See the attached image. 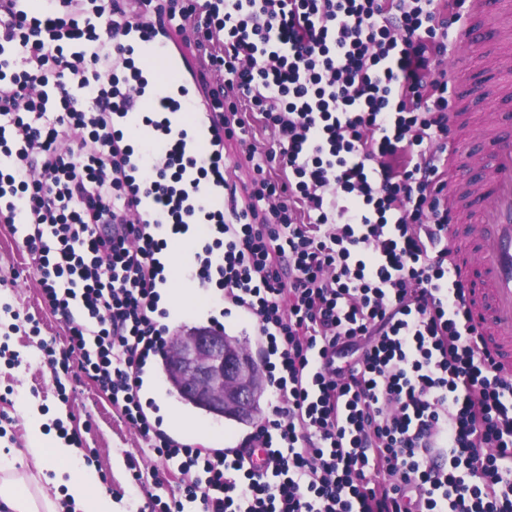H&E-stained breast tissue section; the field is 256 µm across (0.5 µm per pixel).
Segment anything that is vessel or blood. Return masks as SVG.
Segmentation results:
<instances>
[{
	"label": "vessel or blood",
	"mask_w": 512,
	"mask_h": 512,
	"mask_svg": "<svg viewBox=\"0 0 512 512\" xmlns=\"http://www.w3.org/2000/svg\"><path fill=\"white\" fill-rule=\"evenodd\" d=\"M495 11L496 101L512 98V0H467L466 40L484 35L483 18ZM494 151L481 171H466L450 183L447 246L469 286L471 323L492 357L512 375V113L495 112L479 132Z\"/></svg>",
	"instance_id": "1"
}]
</instances>
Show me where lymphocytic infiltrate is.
<instances>
[{
  "label": "lymphocytic infiltrate",
  "instance_id": "f902f5d3",
  "mask_svg": "<svg viewBox=\"0 0 512 512\" xmlns=\"http://www.w3.org/2000/svg\"><path fill=\"white\" fill-rule=\"evenodd\" d=\"M17 2L0 0V224L66 320V347L38 341L58 390L87 378L180 473L149 512H512V377L469 326L442 240V63L465 0ZM189 24L223 75L199 148L158 120L171 81L144 96L124 41ZM135 111L134 147L114 124ZM228 138L255 158L249 202L232 189L197 211L192 191L225 184ZM184 234L199 290L254 320L274 400L229 454L175 441L142 403L171 341L160 256Z\"/></svg>",
  "mask_w": 512,
  "mask_h": 512
}]
</instances>
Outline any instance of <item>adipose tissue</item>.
Instances as JSON below:
<instances>
[{"label": "adipose tissue", "instance_id": "obj_1", "mask_svg": "<svg viewBox=\"0 0 512 512\" xmlns=\"http://www.w3.org/2000/svg\"><path fill=\"white\" fill-rule=\"evenodd\" d=\"M28 434L36 458L50 465L34 474L19 473L14 460L0 453V502L10 512H56L49 488H64L81 512H135L131 500L115 501L100 488L92 469L80 465L74 447L47 434L38 411L27 410Z\"/></svg>", "mask_w": 512, "mask_h": 512}]
</instances>
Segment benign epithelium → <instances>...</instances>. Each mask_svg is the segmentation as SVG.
<instances>
[{
	"instance_id": "obj_1",
	"label": "benign epithelium",
	"mask_w": 512,
	"mask_h": 512,
	"mask_svg": "<svg viewBox=\"0 0 512 512\" xmlns=\"http://www.w3.org/2000/svg\"><path fill=\"white\" fill-rule=\"evenodd\" d=\"M166 356L180 381L179 391L191 404L217 417L250 410L258 363L249 351L231 352L223 333L192 329L173 342Z\"/></svg>"
}]
</instances>
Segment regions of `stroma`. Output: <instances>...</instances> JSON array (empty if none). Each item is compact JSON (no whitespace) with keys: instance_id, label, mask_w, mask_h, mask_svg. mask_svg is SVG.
<instances>
[{"instance_id":"obj_1","label":"stroma","mask_w":512,"mask_h":512,"mask_svg":"<svg viewBox=\"0 0 512 512\" xmlns=\"http://www.w3.org/2000/svg\"><path fill=\"white\" fill-rule=\"evenodd\" d=\"M68 334L62 315L45 306L39 275L22 244L20 234L0 224V345L17 354L20 365H10L8 357H0V414L14 418L13 428L0 437V448L21 459L27 472H35V460L28 450L27 419L24 406L40 409L47 422L63 421L65 426L79 429L83 445L78 457L88 460L102 486L111 488L112 497L129 496L148 499L149 495H165L178 479L175 467L151 457L140 437L119 417L111 402L91 382L77 385L70 402H63L57 392L52 373L44 364L37 347V337L55 340L64 346ZM153 387L166 394L167 405L184 418L206 425L208 436L204 446L215 441L239 445L257 429L256 424L243 425L226 418H216L169 396L168 385L161 375H154ZM138 460L143 471L142 485H135L127 464Z\"/></svg>"}]
</instances>
